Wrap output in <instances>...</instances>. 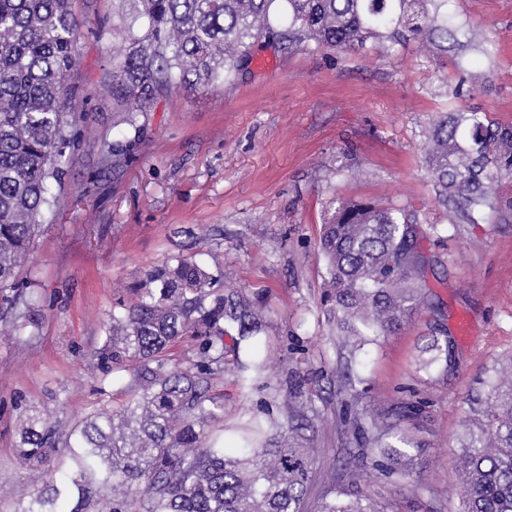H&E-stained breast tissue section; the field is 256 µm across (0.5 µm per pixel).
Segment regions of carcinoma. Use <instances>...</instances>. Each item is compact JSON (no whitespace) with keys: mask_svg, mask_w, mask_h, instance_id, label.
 Instances as JSON below:
<instances>
[{"mask_svg":"<svg viewBox=\"0 0 512 512\" xmlns=\"http://www.w3.org/2000/svg\"><path fill=\"white\" fill-rule=\"evenodd\" d=\"M452 0H113L112 109L136 126L158 100L181 89L234 88L260 44L285 53H399L408 40L442 47ZM81 22L75 0H0V335L39 326V297L21 269L42 224L60 200L68 154L82 143L70 103ZM427 173L448 225L421 229L413 204L334 199L320 239L328 281L327 323L357 352L408 323L428 305L422 278L429 259L418 237L444 238L496 208L495 186L512 178V126L475 111L443 113L424 147ZM134 301L112 311L105 362L131 373L132 394L76 425L64 441L35 410L25 418L16 455L42 467V487L19 512H63L97 486L98 512H306L313 449L304 424L252 420L241 428L245 453L229 455L211 437L224 416L214 388L233 365L245 388L265 376L260 351L267 299L224 287V273L176 256L150 270ZM236 337L227 344L230 332ZM188 346L183 368L171 350ZM422 367L448 361V338L430 336ZM233 362H228V357ZM488 409L469 431L456 463L459 512H512V376L484 381ZM403 402L372 441L375 466L408 472L411 458L385 441L400 422L422 414ZM69 451L75 471L57 474L51 456ZM318 512H382L372 498L323 499Z\"/></svg>","mask_w":512,"mask_h":512,"instance_id":"1","label":"carcinoma"}]
</instances>
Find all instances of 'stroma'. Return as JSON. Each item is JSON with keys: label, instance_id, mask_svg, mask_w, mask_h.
<instances>
[{"label": "stroma", "instance_id": "35a3bbf8", "mask_svg": "<svg viewBox=\"0 0 512 512\" xmlns=\"http://www.w3.org/2000/svg\"><path fill=\"white\" fill-rule=\"evenodd\" d=\"M444 51L409 41L388 59L359 53L283 54L250 65L231 91L183 90L141 117V130L112 109V0H77L80 64L72 102L89 143L65 166L60 207L42 225L25 278L43 319L31 336H0V512H16L31 472L15 452L30 411L68 433L102 406L129 397L130 374L96 357L113 309L130 303L154 266L184 255L221 268L234 288L264 292L272 312L263 353L275 378L218 386L224 421L213 434L239 447L237 425L272 415L302 422L318 453L310 502L370 495L385 512H457L453 450L486 371L512 356V182L477 224L432 259L429 305L396 334L352 353L320 305L327 280L319 247L331 198L410 202L420 224L445 218L423 167L432 120L459 103L512 125V0H453ZM119 155V165L104 155ZM448 339V363L422 371L427 335ZM351 368L355 408L375 416L424 399L401 422L414 466L386 478L371 466L367 438L340 418L339 375ZM304 395L288 400L291 373Z\"/></svg>", "mask_w": 512, "mask_h": 512}]
</instances>
